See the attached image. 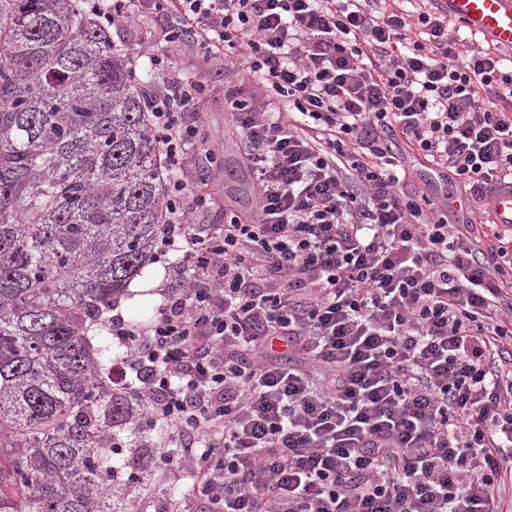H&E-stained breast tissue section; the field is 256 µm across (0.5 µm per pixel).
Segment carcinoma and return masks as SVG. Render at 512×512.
<instances>
[{
	"instance_id": "carcinoma-1",
	"label": "carcinoma",
	"mask_w": 512,
	"mask_h": 512,
	"mask_svg": "<svg viewBox=\"0 0 512 512\" xmlns=\"http://www.w3.org/2000/svg\"><path fill=\"white\" fill-rule=\"evenodd\" d=\"M149 128L110 30L74 0H0V512H127L136 465L110 444L141 413L98 374L165 220Z\"/></svg>"
}]
</instances>
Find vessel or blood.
<instances>
[{
    "label": "vessel or blood",
    "instance_id": "obj_1",
    "mask_svg": "<svg viewBox=\"0 0 512 512\" xmlns=\"http://www.w3.org/2000/svg\"><path fill=\"white\" fill-rule=\"evenodd\" d=\"M440 12L456 18L467 29L512 51V0H435ZM492 220L512 225V183L494 184L488 195Z\"/></svg>",
    "mask_w": 512,
    "mask_h": 512
}]
</instances>
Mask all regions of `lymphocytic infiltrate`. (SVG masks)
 Segmentation results:
<instances>
[{
	"mask_svg": "<svg viewBox=\"0 0 512 512\" xmlns=\"http://www.w3.org/2000/svg\"><path fill=\"white\" fill-rule=\"evenodd\" d=\"M115 29L155 10L207 63L256 205L194 223L210 141L199 81L147 90L169 179L160 252L178 292L113 316L147 463L188 470L213 512H512V70L434 10L371 0H78ZM260 90L245 93L243 83ZM451 175L410 189L402 148ZM288 352L274 351L275 342ZM488 209L496 224L512 225V183H496L488 195Z\"/></svg>",
	"mask_w": 512,
	"mask_h": 512,
	"instance_id": "f902f5d3",
	"label": "lymphocytic infiltrate"
}]
</instances>
